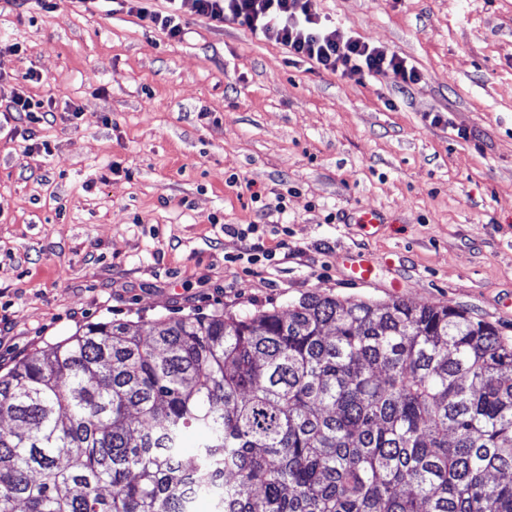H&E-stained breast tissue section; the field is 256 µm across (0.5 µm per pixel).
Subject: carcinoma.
Returning <instances> with one entry per match:
<instances>
[{
	"instance_id": "carcinoma-1",
	"label": "carcinoma",
	"mask_w": 512,
	"mask_h": 512,
	"mask_svg": "<svg viewBox=\"0 0 512 512\" xmlns=\"http://www.w3.org/2000/svg\"><path fill=\"white\" fill-rule=\"evenodd\" d=\"M148 336L0 375V512H512V344L462 310L312 293Z\"/></svg>"
}]
</instances>
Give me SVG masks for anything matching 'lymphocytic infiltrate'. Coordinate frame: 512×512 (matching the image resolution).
Masks as SVG:
<instances>
[{
  "label": "lymphocytic infiltrate",
  "mask_w": 512,
  "mask_h": 512,
  "mask_svg": "<svg viewBox=\"0 0 512 512\" xmlns=\"http://www.w3.org/2000/svg\"><path fill=\"white\" fill-rule=\"evenodd\" d=\"M122 2L147 28L173 41L184 37L186 17L199 16L216 27L238 25L258 39L282 46L296 61L343 79L387 72L403 91L422 81L408 59L386 54L359 36L339 40L335 28L323 22L316 0H165L162 10L149 9L146 0Z\"/></svg>",
  "instance_id": "1"
}]
</instances>
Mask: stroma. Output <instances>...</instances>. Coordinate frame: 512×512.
<instances>
[{"instance_id":"35a3bbf8","label":"stroma","mask_w":512,"mask_h":512,"mask_svg":"<svg viewBox=\"0 0 512 512\" xmlns=\"http://www.w3.org/2000/svg\"><path fill=\"white\" fill-rule=\"evenodd\" d=\"M318 9L422 82L344 80L202 17L173 42L107 0H0V97L54 115L37 157L0 114L1 374L91 322L285 312L311 293L450 305L512 342V0ZM361 208L381 212L375 233ZM227 224L259 225L280 262L241 260Z\"/></svg>"}]
</instances>
